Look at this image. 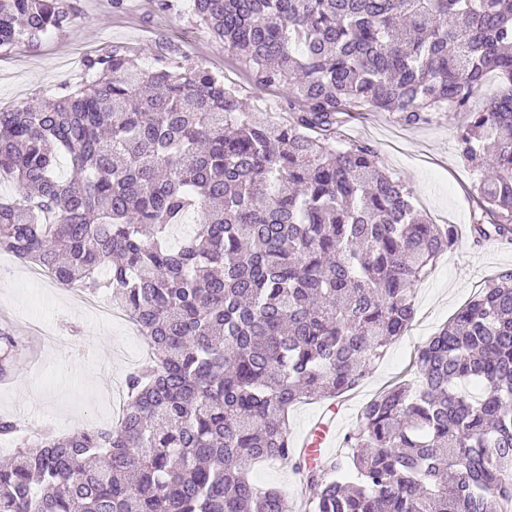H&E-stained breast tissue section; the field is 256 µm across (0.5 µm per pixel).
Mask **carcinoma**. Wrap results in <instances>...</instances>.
Here are the masks:
<instances>
[{
	"label": "carcinoma",
	"instance_id": "cac0c4a2",
	"mask_svg": "<svg viewBox=\"0 0 512 512\" xmlns=\"http://www.w3.org/2000/svg\"><path fill=\"white\" fill-rule=\"evenodd\" d=\"M193 3L257 89L286 93V122L186 56L144 70L123 46L53 102L0 110V176L17 186L0 252L110 293L149 349L117 424L45 433L0 465V512H287L251 477L264 460L302 473L309 512H512V274L418 350L417 382L366 403L350 451L307 466L286 427L294 405L365 378L459 239L371 146H336L343 116L464 113L471 233L512 239V0ZM79 20L72 0H0V54ZM16 346L1 330V377Z\"/></svg>",
	"mask_w": 512,
	"mask_h": 512
}]
</instances>
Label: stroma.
<instances>
[{"label": "stroma", "instance_id": "35a3bbf8", "mask_svg": "<svg viewBox=\"0 0 512 512\" xmlns=\"http://www.w3.org/2000/svg\"><path fill=\"white\" fill-rule=\"evenodd\" d=\"M82 21L53 36L40 48L20 45L0 55V101L25 105L44 93L73 84L83 74V59L110 45L133 47L142 67L156 56L176 52L222 71L242 100L260 117L286 122L281 91H261L222 43L199 25L193 0H170L161 11L156 0H74ZM459 117L432 114L428 123L407 126L388 112H354L338 130L340 143H364L378 152L382 169L400 178L416 209L437 224H453L459 241L432 274L414 287V317L404 332L372 364L353 391L336 400H307L288 414L291 443L315 426L346 435L360 408L377 392L415 378L418 349L454 317L492 277L512 272V241L475 242L470 234L473 180L456 150ZM9 326L20 344L18 368L0 381V415L29 424L27 442L39 440L44 428L71 435L111 423L126 378L146 356V346L126 319L102 324L71 289L36 278L27 264L0 253V327ZM263 487L282 490L289 504L299 501L301 477L289 466L266 462L252 470Z\"/></svg>", "mask_w": 512, "mask_h": 512}]
</instances>
